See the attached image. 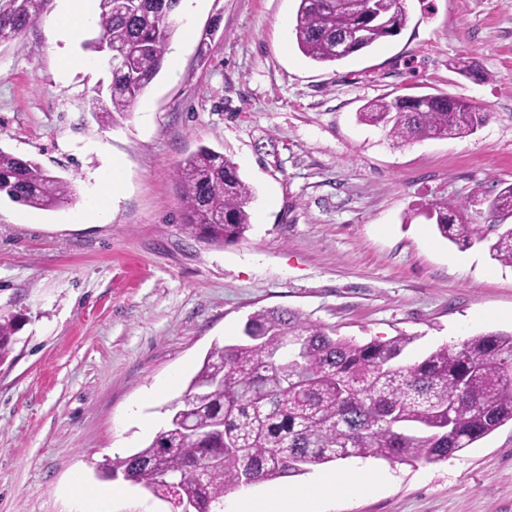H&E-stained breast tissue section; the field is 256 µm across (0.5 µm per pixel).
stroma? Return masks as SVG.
Segmentation results:
<instances>
[{"label":"stroma","mask_w":512,"mask_h":512,"mask_svg":"<svg viewBox=\"0 0 512 512\" xmlns=\"http://www.w3.org/2000/svg\"><path fill=\"white\" fill-rule=\"evenodd\" d=\"M403 3L398 35L319 64L295 42L299 0H196L158 77L109 124L88 101L111 66L60 73L61 56L84 50L57 40L52 15L0 44V148L77 188L54 210L0 198V314L19 319L0 365V512H164L125 482L95 497L97 468L147 446L212 344L236 340L255 310L291 309L361 343L403 333L411 362L512 330V267L485 244L459 249L421 213L512 183V0ZM463 56L482 78L455 72ZM438 93L488 121L401 145L358 119L372 100ZM202 146L255 192L232 244L184 228L175 171ZM114 160L110 207L80 220ZM352 470L389 481L326 497L321 512H512V424L445 461L351 458L272 486ZM76 476L89 495L74 496Z\"/></svg>","instance_id":"obj_1"}]
</instances>
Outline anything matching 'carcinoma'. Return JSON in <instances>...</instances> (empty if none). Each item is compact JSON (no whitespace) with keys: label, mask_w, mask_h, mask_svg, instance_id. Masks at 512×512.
Segmentation results:
<instances>
[{"label":"carcinoma","mask_w":512,"mask_h":512,"mask_svg":"<svg viewBox=\"0 0 512 512\" xmlns=\"http://www.w3.org/2000/svg\"><path fill=\"white\" fill-rule=\"evenodd\" d=\"M130 10L99 0L97 26L131 63H112L107 95L91 99L103 122L126 114L165 64L181 0H135ZM50 0H0V34L14 38L36 27ZM408 17L402 0H299L297 47L316 63H333L393 37ZM352 43L345 54L336 44ZM489 114L446 94L377 99L359 118L394 141L474 134ZM186 226L217 245L236 242L250 228L252 189L237 165L201 147L177 171ZM37 209L69 204L72 181L36 160L0 149V197ZM512 217V184L494 195L477 192L456 202L436 200L421 211L439 234L460 248L488 243L492 259L512 266V224H482L477 207ZM0 315V364L18 331ZM299 343L283 354L288 340ZM413 337L360 344L285 308L250 314L242 335L213 344L183 394L166 410L152 442L101 468L166 502L170 512H218L224 496L255 483L297 476L317 465L373 457L413 465L442 461L512 422V332H487L442 345L421 360L404 359Z\"/></svg>","instance_id":"carcinoma-1"}]
</instances>
